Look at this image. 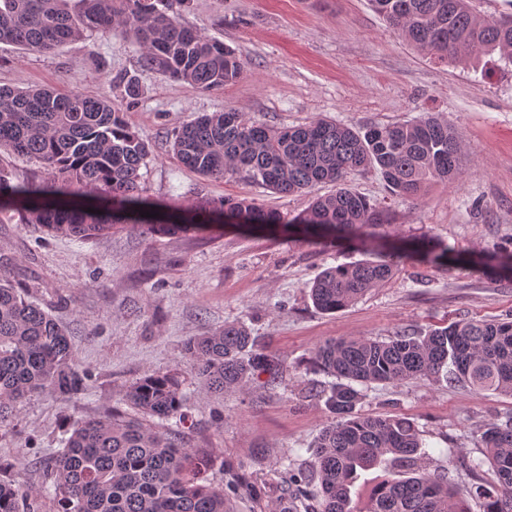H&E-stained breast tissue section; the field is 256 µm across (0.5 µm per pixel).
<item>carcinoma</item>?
<instances>
[{"label": "carcinoma", "instance_id": "cac0c4a2", "mask_svg": "<svg viewBox=\"0 0 512 512\" xmlns=\"http://www.w3.org/2000/svg\"><path fill=\"white\" fill-rule=\"evenodd\" d=\"M185 0H0V43L49 52L90 30L117 35L142 47L140 66L198 91L224 88L243 73L231 49L186 25L175 5ZM372 8L414 47L441 62H466L498 53L512 62V14L485 17L469 0H370ZM172 152L200 176L240 175L280 193L335 186L317 196L288 224L326 246L366 234L370 257L331 266L310 287L316 308L346 309L393 278L406 263L454 264L476 273H497L512 282V251L463 257L448 244L387 246L368 232L377 211L350 186L351 176L376 170L391 195L418 197L427 185L461 172V140L442 115L358 130L326 119L278 128L233 109L203 114L175 133ZM37 162L46 178L12 182L0 169V212L13 211L23 224L79 240L140 224L149 231H175L226 217L248 228L283 223L281 216L253 200L224 199L192 211L165 212L143 195L139 170L149 145L106 97L51 88H0V151ZM108 192L112 206L75 197L72 186ZM152 213L142 217L139 211ZM185 352L207 393H236L251 376L280 381L282 361L258 349L243 323L190 339ZM320 370L333 378L326 403L334 415L319 432L314 460L288 471L285 495L308 500L309 512H512V417L486 429L484 463L497 484L455 488L422 451L415 425L402 418L364 416L357 405L373 383L410 379L463 382L477 393L512 398V317L459 319L427 329H403L384 339L361 336L329 341L314 353ZM68 329L0 278V424L14 417L33 393L69 401L88 387ZM126 402L137 417L114 415L74 424L63 448L45 462L52 486L45 497L55 512H231L230 496L243 494L245 476L224 473V483L204 480L209 459L187 448L174 432H161L149 418L169 420L181 410V380L154 375L128 387ZM383 462L417 475L397 473L379 483L364 507L352 506L358 471ZM39 492L17 481L0 480V512H40Z\"/></svg>", "mask_w": 512, "mask_h": 512}]
</instances>
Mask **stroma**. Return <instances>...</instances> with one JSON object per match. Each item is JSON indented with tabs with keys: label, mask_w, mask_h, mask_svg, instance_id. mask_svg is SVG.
<instances>
[{
	"label": "stroma",
	"mask_w": 512,
	"mask_h": 512,
	"mask_svg": "<svg viewBox=\"0 0 512 512\" xmlns=\"http://www.w3.org/2000/svg\"><path fill=\"white\" fill-rule=\"evenodd\" d=\"M181 13L237 52L245 68L236 82L201 92L143 70L132 43L88 34L47 53L0 43V86L110 98L148 142L141 184L168 209L250 198L287 220L307 209L310 195L197 175L173 156L172 133L227 108L274 127L325 118L359 128L439 113L462 136V175L432 183L416 199L393 197L375 171L356 176L353 188L382 216L376 234L389 242L427 234L462 254L512 250V67L494 59L477 69L431 59L368 0H187ZM363 257L356 239L322 248L300 234L234 224L152 235L120 224L79 241L20 223L13 212L0 214V277L18 282L29 300L69 327L78 362L91 375L77 398L33 395L0 425V478L46 486L42 461L62 448L73 421L131 415L127 386L177 372L185 397L169 427L208 456L211 482L223 481L228 465L249 476L250 493L235 501V512H264L283 484L282 458L298 448L309 459L333 418L320 391L331 379L313 362L320 345L512 314V285L454 265L422 264L404 265L343 311L315 308L308 291L318 273ZM238 322L282 360L281 381L270 386L263 374L245 392L206 393L184 345ZM357 409L414 422L449 482L495 483L490 466L473 473L467 463L482 454V432L512 418V398L444 379L410 380L373 386Z\"/></svg>",
	"instance_id": "stroma-1"
}]
</instances>
